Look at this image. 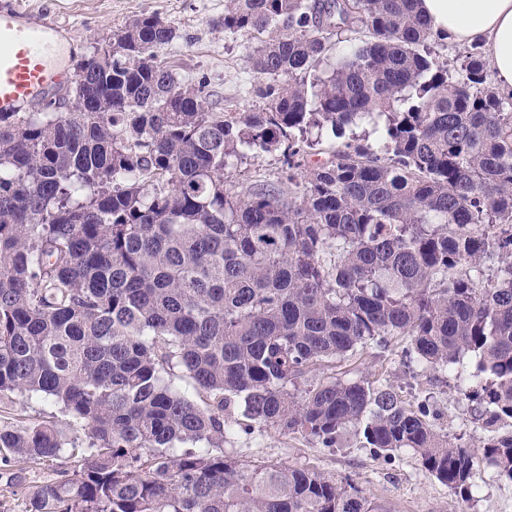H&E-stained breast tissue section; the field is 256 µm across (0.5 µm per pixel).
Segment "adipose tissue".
<instances>
[{
	"label": "adipose tissue",
	"mask_w": 512,
	"mask_h": 512,
	"mask_svg": "<svg viewBox=\"0 0 512 512\" xmlns=\"http://www.w3.org/2000/svg\"><path fill=\"white\" fill-rule=\"evenodd\" d=\"M421 11L436 33L454 43H482L498 91L512 94V0H422Z\"/></svg>",
	"instance_id": "adipose-tissue-1"
}]
</instances>
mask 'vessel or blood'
Segmentation results:
<instances>
[{
    "label": "vessel or blood",
    "mask_w": 512,
    "mask_h": 512,
    "mask_svg": "<svg viewBox=\"0 0 512 512\" xmlns=\"http://www.w3.org/2000/svg\"><path fill=\"white\" fill-rule=\"evenodd\" d=\"M67 44L55 21L0 0V112L27 109L47 88L68 81L59 65Z\"/></svg>",
    "instance_id": "1"
}]
</instances>
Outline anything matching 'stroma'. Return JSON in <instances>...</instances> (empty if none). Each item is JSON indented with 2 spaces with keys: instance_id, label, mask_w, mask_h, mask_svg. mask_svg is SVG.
<instances>
[{
  "instance_id": "obj_1",
  "label": "stroma",
  "mask_w": 512,
  "mask_h": 512,
  "mask_svg": "<svg viewBox=\"0 0 512 512\" xmlns=\"http://www.w3.org/2000/svg\"><path fill=\"white\" fill-rule=\"evenodd\" d=\"M228 0H22L24 6L43 10L72 35V52L64 60L75 69L81 55L92 46L110 41L113 31L145 13H156L172 21L180 38L173 49L159 57L188 85L205 80L213 106L228 112H259L264 100L254 93L256 85L247 63L241 37L217 27ZM403 341L390 351L373 348L362 354L317 367L305 377L312 384L333 375L381 381L402 389L407 401L430 399L438 414L434 427L449 439L477 446L486 437L481 420L470 402L456 389L455 373L433 374L409 371L401 361ZM54 421L68 440L84 442L85 434L70 416L51 401L32 397L0 405V427H17ZM233 446L242 463L283 465L314 469L336 481L361 488L388 512H512V481L485 465H478L480 490L472 500L462 501L448 487L430 477L408 449L390 458L373 457L360 436L347 433L338 447L323 448L297 435L268 431L241 437ZM60 462L0 463V512H27L37 486L55 477Z\"/></svg>"
}]
</instances>
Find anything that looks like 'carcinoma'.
<instances>
[{"instance_id":"obj_1","label":"carcinoma","mask_w":512,"mask_h":512,"mask_svg":"<svg viewBox=\"0 0 512 512\" xmlns=\"http://www.w3.org/2000/svg\"><path fill=\"white\" fill-rule=\"evenodd\" d=\"M419 2L230 0L216 25L267 35L247 55L264 112L181 84L159 59L177 28L156 13L78 60L71 94L0 112V401L48 399L86 436L0 428L6 463L82 456L30 512H387L224 449L268 430L333 448L354 428L468 501L475 453L429 401L335 376L297 389L397 338L408 368L474 360L456 387L512 481V96L477 44L438 61ZM363 120L377 144L327 148ZM256 150L282 151L286 180L226 176ZM315 151L328 160L296 177Z\"/></svg>"}]
</instances>
